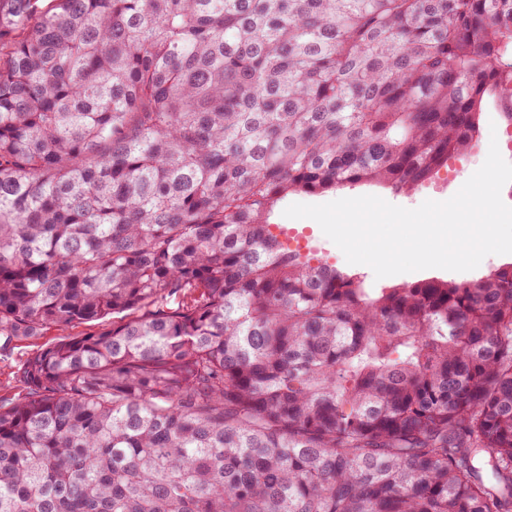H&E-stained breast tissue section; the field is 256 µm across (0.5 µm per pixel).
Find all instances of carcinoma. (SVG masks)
Here are the masks:
<instances>
[{"mask_svg": "<svg viewBox=\"0 0 512 512\" xmlns=\"http://www.w3.org/2000/svg\"><path fill=\"white\" fill-rule=\"evenodd\" d=\"M39 2L0 0V336L59 337L0 512H512V263L372 288L270 223L473 148L512 0Z\"/></svg>", "mask_w": 512, "mask_h": 512, "instance_id": "1", "label": "carcinoma"}]
</instances>
